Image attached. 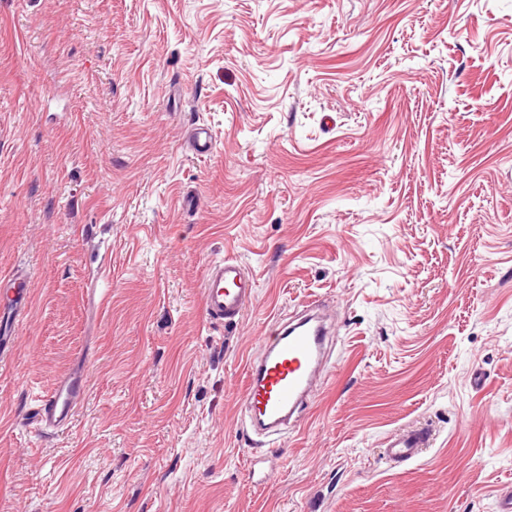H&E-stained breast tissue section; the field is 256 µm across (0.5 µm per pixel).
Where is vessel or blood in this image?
<instances>
[{"mask_svg":"<svg viewBox=\"0 0 512 512\" xmlns=\"http://www.w3.org/2000/svg\"><path fill=\"white\" fill-rule=\"evenodd\" d=\"M7 289L0 297V358L3 345L14 334L15 314L29 302L23 278L9 276ZM257 293V284L244 266L233 258L210 262L203 282V299L211 323L236 324L245 304ZM298 322L277 323L262 345L260 357L250 360L244 406L255 425L266 435H278L281 428L305 405L315 380L323 374L329 330L316 304ZM87 395L84 371L63 376L54 389L41 396L37 422L46 432L67 428L78 405ZM431 433L424 427L409 426L388 436L384 443L386 458L396 464L418 459L429 444Z\"/></svg>","mask_w":512,"mask_h":512,"instance_id":"vessel-or-blood-1","label":"vessel or blood"}]
</instances>
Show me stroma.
I'll return each instance as SVG.
<instances>
[{"mask_svg":"<svg viewBox=\"0 0 512 512\" xmlns=\"http://www.w3.org/2000/svg\"><path fill=\"white\" fill-rule=\"evenodd\" d=\"M225 256L258 284L232 329L203 304ZM6 273L30 301L0 362V512H497L512 0H0ZM311 299L336 314L328 375L269 448L247 364ZM78 362L87 399L43 434ZM419 425L431 446L387 462ZM87 386L83 368L63 376L51 392L39 399L36 417L40 428L50 433L67 428L86 398ZM431 433L424 427L408 426L388 436L384 443V455L396 464H407L419 458L428 447Z\"/></svg>","mask_w":512,"mask_h":512,"instance_id":"stroma-1","label":"stroma"}]
</instances>
